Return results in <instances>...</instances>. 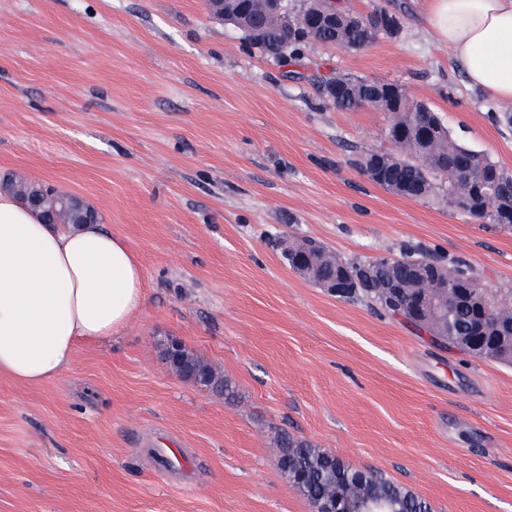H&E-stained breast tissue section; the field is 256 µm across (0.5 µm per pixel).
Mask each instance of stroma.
<instances>
[{
  "mask_svg": "<svg viewBox=\"0 0 512 512\" xmlns=\"http://www.w3.org/2000/svg\"><path fill=\"white\" fill-rule=\"evenodd\" d=\"M344 2L397 14L399 34L311 43L303 65L402 84L512 169L500 104L426 34L423 0ZM388 123L318 105L206 0H0V176L82 197L143 272L112 339L79 344L47 383L0 375V512H312L281 474L284 430L433 512H512V366L331 295L281 252L414 246L512 286V233L350 166ZM170 338L234 396L175 375Z\"/></svg>",
  "mask_w": 512,
  "mask_h": 512,
  "instance_id": "35a3bbf8",
  "label": "stroma"
}]
</instances>
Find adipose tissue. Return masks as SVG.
<instances>
[{
	"mask_svg": "<svg viewBox=\"0 0 512 512\" xmlns=\"http://www.w3.org/2000/svg\"><path fill=\"white\" fill-rule=\"evenodd\" d=\"M421 24L470 87L512 102V0H425ZM141 296V264L124 237L99 224L56 228L0 193V374L53 380L78 342L111 339Z\"/></svg>",
	"mask_w": 512,
	"mask_h": 512,
	"instance_id": "1",
	"label": "adipose tissue"
}]
</instances>
